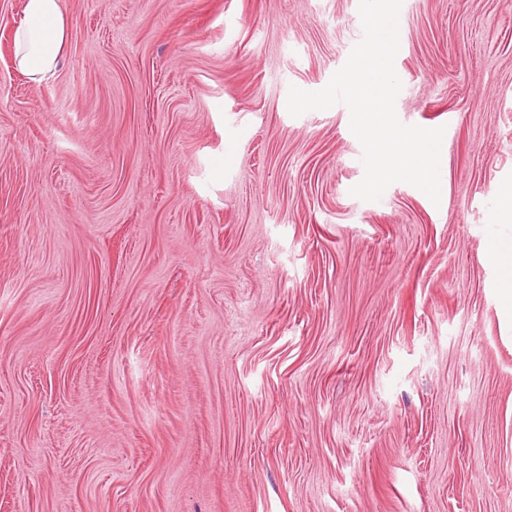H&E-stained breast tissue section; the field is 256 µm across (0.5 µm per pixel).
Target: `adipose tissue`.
Here are the masks:
<instances>
[{"label": "adipose tissue", "instance_id": "ef3b65f1", "mask_svg": "<svg viewBox=\"0 0 512 512\" xmlns=\"http://www.w3.org/2000/svg\"><path fill=\"white\" fill-rule=\"evenodd\" d=\"M68 20L62 0H23L15 29V61L33 84L51 77L62 61Z\"/></svg>", "mask_w": 512, "mask_h": 512}]
</instances>
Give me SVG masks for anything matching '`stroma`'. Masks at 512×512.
Returning a JSON list of instances; mask_svg holds the SVG:
<instances>
[{
    "mask_svg": "<svg viewBox=\"0 0 512 512\" xmlns=\"http://www.w3.org/2000/svg\"><path fill=\"white\" fill-rule=\"evenodd\" d=\"M0 0V512H512V0H403L440 201L367 202L345 105L292 116L354 0ZM68 20L62 0H24L15 29V61L34 85L51 77L62 61ZM488 257L501 270L498 289L508 310L512 313V240L494 245Z\"/></svg>",
    "mask_w": 512,
    "mask_h": 512,
    "instance_id": "1",
    "label": "stroma"
}]
</instances>
